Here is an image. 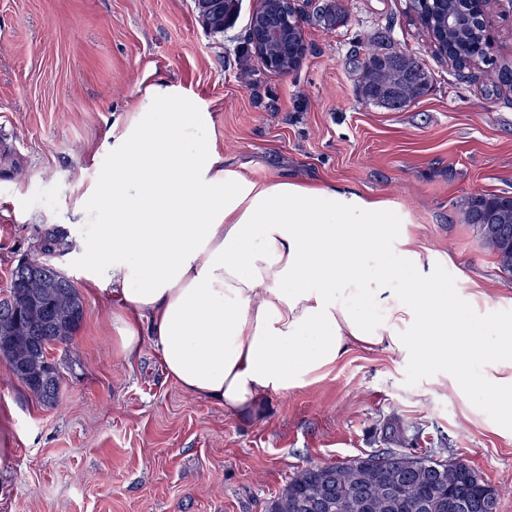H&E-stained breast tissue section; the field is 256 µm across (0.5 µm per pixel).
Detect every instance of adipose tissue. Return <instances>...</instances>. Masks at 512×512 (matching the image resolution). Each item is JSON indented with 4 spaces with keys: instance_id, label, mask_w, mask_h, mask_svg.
Masks as SVG:
<instances>
[{
    "instance_id": "adipose-tissue-1",
    "label": "adipose tissue",
    "mask_w": 512,
    "mask_h": 512,
    "mask_svg": "<svg viewBox=\"0 0 512 512\" xmlns=\"http://www.w3.org/2000/svg\"><path fill=\"white\" fill-rule=\"evenodd\" d=\"M213 118L172 85H149L109 129L110 158L85 193L98 227L79 240L86 280L116 298L112 343H151L166 380L229 413L320 380L352 347H380L455 375L476 337L451 336L481 289L436 287L392 202L326 180H256L226 164ZM397 250L416 283L377 262ZM384 314L373 318L368 306ZM480 385L512 419V319L491 320Z\"/></svg>"
}]
</instances>
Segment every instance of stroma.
Masks as SVG:
<instances>
[{"instance_id":"stroma-1","label":"stroma","mask_w":512,"mask_h":512,"mask_svg":"<svg viewBox=\"0 0 512 512\" xmlns=\"http://www.w3.org/2000/svg\"><path fill=\"white\" fill-rule=\"evenodd\" d=\"M325 0H297L307 52L288 74L244 48L259 0L211 35L194 0H0V297L19 259H36L46 231L92 233L76 203L109 161V127L154 81L180 87L213 114L224 158L253 178L326 179L395 203L449 292L478 286L488 312L512 319L502 273L461 203L512 192V90L458 78L408 0H337L345 25L315 17ZM419 58L429 91L401 109L362 102L354 59L381 48ZM489 55L512 62V6L492 0ZM84 300L72 339L55 346L59 398L37 399L0 358V512H266L301 469L373 451L388 418L421 428L417 445L465 462L512 512V428L491 424L479 359L458 378L401 356L353 349L321 380L270 396L241 417L163 382L151 345L127 363L112 347V284L87 287L73 254L57 258Z\"/></svg>"}]
</instances>
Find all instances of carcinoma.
Returning a JSON list of instances; mask_svg holds the SVG:
<instances>
[{
	"mask_svg": "<svg viewBox=\"0 0 512 512\" xmlns=\"http://www.w3.org/2000/svg\"><path fill=\"white\" fill-rule=\"evenodd\" d=\"M239 0H225L220 10L210 0H195L198 17L213 34L224 33L226 21L236 15ZM410 9L421 26L430 29L436 10L428 0H410ZM327 28L344 23L345 17L333 4L317 10ZM485 38L480 21L462 18L448 30L450 61L458 77L481 62L491 66L488 81L491 91L512 89V62L496 63L486 51L474 55L471 46ZM358 94L368 104L375 101L406 106L425 95L431 86L430 73L413 57L400 51L374 49L357 61ZM462 212L483 245L495 257L500 270L512 276V194L483 193L464 199ZM61 229L46 233L40 253L55 258L68 247ZM31 262L24 260L12 271L9 293L0 298V325L10 334H0V356L7 360L15 378L38 399L54 402L62 375L58 363H45V351L52 343L67 342L79 327L84 303L74 281L58 279L59 269L45 264L38 272L49 287L31 294L26 273ZM405 428L394 421L386 425L381 443L394 455L392 467L378 472L355 469L351 463H327L307 467L296 473L269 503L268 512H339L341 503L351 505L386 491L399 506L386 508L377 500L371 512H497L498 492L476 469L461 463L452 475L439 472L433 461L413 470V453L404 450Z\"/></svg>",
	"mask_w": 512,
	"mask_h": 512,
	"instance_id": "carcinoma-1",
	"label": "carcinoma"
}]
</instances>
